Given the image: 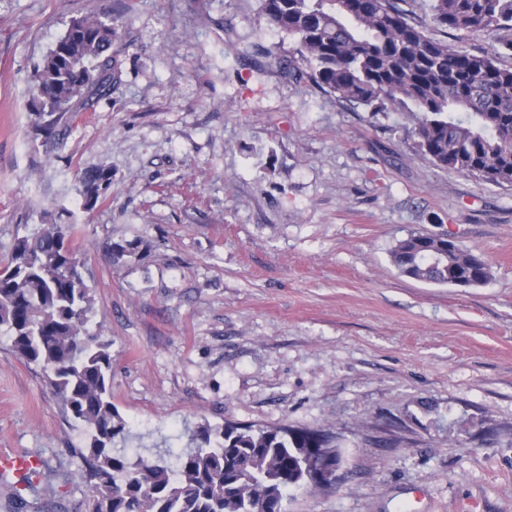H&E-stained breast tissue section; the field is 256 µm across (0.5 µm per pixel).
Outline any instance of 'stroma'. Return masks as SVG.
I'll return each instance as SVG.
<instances>
[{"label": "stroma", "mask_w": 512, "mask_h": 512, "mask_svg": "<svg viewBox=\"0 0 512 512\" xmlns=\"http://www.w3.org/2000/svg\"><path fill=\"white\" fill-rule=\"evenodd\" d=\"M102 10L117 78L37 134L36 65ZM290 48L258 0H0V269L18 236L75 225L128 452L287 425L331 436L342 466L284 512H512V186L436 167L409 112L286 77ZM100 166L112 187L83 209ZM414 232L481 254L490 280L401 275ZM109 238L141 260L113 266ZM84 444L0 337V450L46 461L54 512L88 510ZM79 184V193L84 201V207L91 210L112 187V172L110 169L103 167L86 170L79 177ZM87 200L94 203L89 205Z\"/></svg>", "instance_id": "stroma-1"}]
</instances>
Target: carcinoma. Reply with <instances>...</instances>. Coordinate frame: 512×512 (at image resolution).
Here are the masks:
<instances>
[{
  "label": "carcinoma",
  "instance_id": "cac0c4a2",
  "mask_svg": "<svg viewBox=\"0 0 512 512\" xmlns=\"http://www.w3.org/2000/svg\"><path fill=\"white\" fill-rule=\"evenodd\" d=\"M266 25L293 41L280 68L368 112L408 109L420 150L438 167L512 186V0H430L443 31H503L500 49L471 53L426 33L403 8L408 0H259ZM117 17L81 15L32 75L37 112H79L106 95L117 61ZM84 207L112 187L97 167L79 177ZM74 225L41 224L16 239L0 275V329L15 354L40 366L64 412L84 428L80 452L92 488L89 512H284L290 489L310 486L311 456L339 460L320 434L227 423L195 428L190 446L131 460L130 430L112 404V342L89 331L90 289L74 248ZM112 265L141 260L135 241L107 240ZM398 271L435 284L471 287L491 278L472 250L411 233L392 251ZM42 468L23 475L6 512H45Z\"/></svg>",
  "mask_w": 512,
  "mask_h": 512
}]
</instances>
